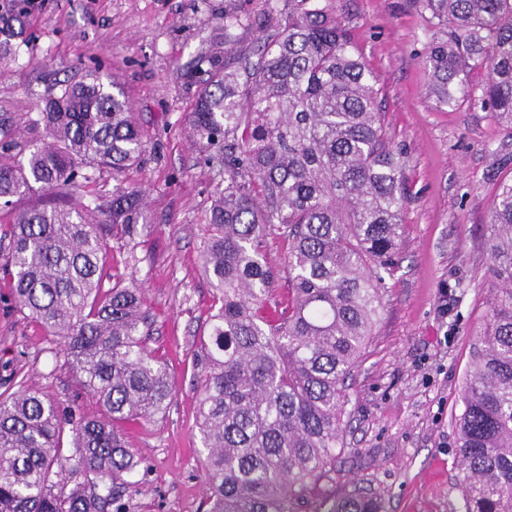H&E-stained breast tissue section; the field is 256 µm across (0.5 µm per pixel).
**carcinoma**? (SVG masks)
I'll use <instances>...</instances> for the list:
<instances>
[{
  "label": "carcinoma",
  "mask_w": 512,
  "mask_h": 512,
  "mask_svg": "<svg viewBox=\"0 0 512 512\" xmlns=\"http://www.w3.org/2000/svg\"><path fill=\"white\" fill-rule=\"evenodd\" d=\"M295 2L248 53L211 58L187 115L193 145L224 170L199 254L213 313L193 354L204 512H301L345 447L346 381L398 265L404 150L345 23L320 0ZM416 3L441 33L426 51L429 94L512 125V0ZM16 22L0 24V50L18 37ZM477 69L488 73L478 91ZM38 121L45 141L0 143V279L20 312L63 339L104 416L65 410L23 379L1 392L0 512H122L140 462L119 424L154 418L174 395L148 347L155 320L137 279L103 284L110 241L135 233L146 189L119 184L66 210L13 203L72 194L91 182L87 167L118 174L139 161L143 140L118 84L96 74L46 99ZM490 230L496 288L457 419L463 512H512V183L492 202ZM269 237L286 248L281 269L265 260ZM283 279L287 295L270 313ZM380 509L354 490L327 512Z\"/></svg>",
  "instance_id": "carcinoma-1"
}]
</instances>
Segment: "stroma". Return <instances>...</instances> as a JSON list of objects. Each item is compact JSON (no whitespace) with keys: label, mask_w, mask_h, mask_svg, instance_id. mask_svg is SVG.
Instances as JSON below:
<instances>
[{"label":"stroma","mask_w":512,"mask_h":512,"mask_svg":"<svg viewBox=\"0 0 512 512\" xmlns=\"http://www.w3.org/2000/svg\"><path fill=\"white\" fill-rule=\"evenodd\" d=\"M25 26L16 52L0 55V115L13 134L42 141L34 125L65 82L97 73L131 100L144 152L119 175L97 174L69 204L107 196L116 183L146 185L133 238L113 242L111 281L136 272L155 315L149 346L168 365L175 394L154 419L121 424L141 465L126 512H202L205 456L196 426L192 353L208 332L213 290L197 257L218 170L192 145L185 117L197 86L187 77L210 56L252 47L288 0H15ZM377 79L385 124L405 152L408 200L399 265L387 278L380 318L347 382L346 447L316 487L331 500L361 487L382 512H459L455 420L472 335L493 296L490 206L512 182V130L481 108H442L428 98L425 48L437 36L412 0H332ZM241 24L225 29L224 16ZM90 417L102 409L78 384L63 343L13 305L0 280V392L14 374Z\"/></svg>","instance_id":"obj_1"}]
</instances>
